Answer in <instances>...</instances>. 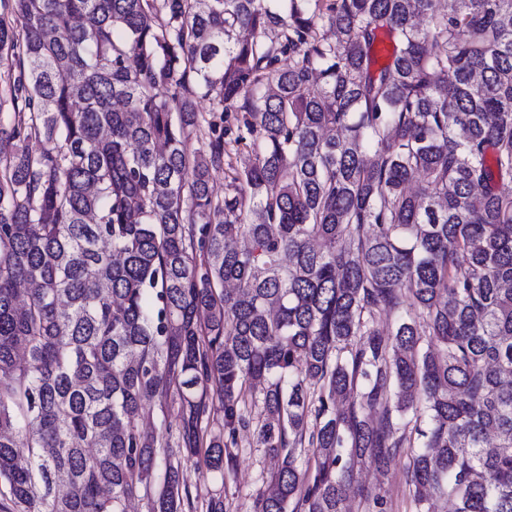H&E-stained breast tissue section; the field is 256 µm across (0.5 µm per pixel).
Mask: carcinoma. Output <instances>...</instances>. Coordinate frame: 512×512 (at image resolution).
<instances>
[{"label":"carcinoma","mask_w":512,"mask_h":512,"mask_svg":"<svg viewBox=\"0 0 512 512\" xmlns=\"http://www.w3.org/2000/svg\"><path fill=\"white\" fill-rule=\"evenodd\" d=\"M0 70L3 512H226L256 400L254 512H512V0H0ZM252 425L241 429L237 435V447L234 474L222 478L219 472L209 470L201 464L188 467L186 476L192 492L197 490L203 497L221 493L227 506V512H253L256 495L266 489L272 472V465L264 449L257 447L254 429L263 419L261 406L252 405ZM408 463L406 449L384 474L369 463H365L358 468L356 484L364 493H380L386 501V512H412V486L407 472Z\"/></svg>","instance_id":"1"}]
</instances>
